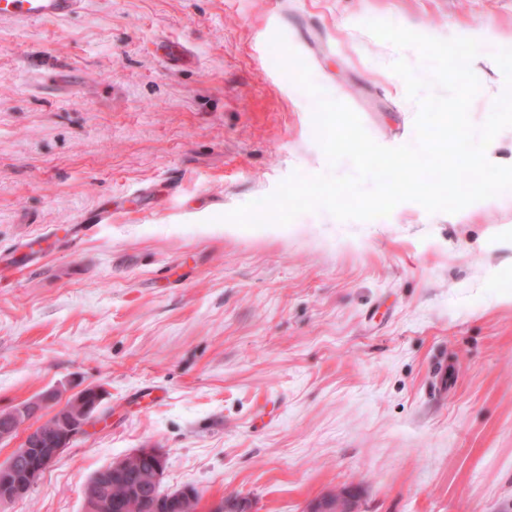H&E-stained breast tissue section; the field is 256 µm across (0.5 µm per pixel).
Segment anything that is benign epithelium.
Here are the masks:
<instances>
[{
  "mask_svg": "<svg viewBox=\"0 0 512 512\" xmlns=\"http://www.w3.org/2000/svg\"><path fill=\"white\" fill-rule=\"evenodd\" d=\"M104 392L99 387L81 389L71 400L60 405L53 413V429L56 444L44 448L41 433L35 427L26 428L22 447L15 456L0 463V504H11L23 499L29 490L40 481L46 472L88 429L96 424L100 416ZM140 465L141 481L136 492L143 494L145 488L152 489L149 508L152 512H187L195 497L191 487L174 492H159L162 485L166 458L157 448H139L112 462V470L121 471L130 467L129 460ZM102 474L94 475L84 489V512H120L123 504L100 491ZM343 499L331 494L308 502L306 512H342ZM209 512H252L250 501L243 497L233 500L219 498L211 502Z\"/></svg>",
  "mask_w": 512,
  "mask_h": 512,
  "instance_id": "7a95c632",
  "label": "benign epithelium"
}]
</instances>
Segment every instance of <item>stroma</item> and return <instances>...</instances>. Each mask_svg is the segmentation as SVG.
Segmentation results:
<instances>
[{
  "mask_svg": "<svg viewBox=\"0 0 512 512\" xmlns=\"http://www.w3.org/2000/svg\"><path fill=\"white\" fill-rule=\"evenodd\" d=\"M491 32L469 117L505 89L512 0H85L0 19V412L102 387V421L0 512H83L139 448L163 488L303 512H512V189L454 214L405 201L369 221L223 216L329 165L316 101L278 65L282 34L380 145L416 141L391 66L430 69L365 24ZM63 80L42 84L48 70ZM111 203L103 224H75ZM445 391H436L438 370Z\"/></svg>",
  "mask_w": 512,
  "mask_h": 512,
  "instance_id": "1",
  "label": "stroma"
}]
</instances>
